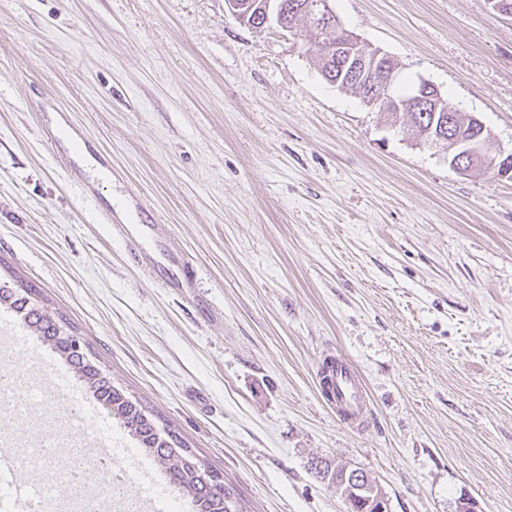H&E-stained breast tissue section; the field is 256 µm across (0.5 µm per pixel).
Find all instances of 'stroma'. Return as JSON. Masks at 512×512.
I'll return each instance as SVG.
<instances>
[{
  "label": "stroma",
  "instance_id": "stroma-1",
  "mask_svg": "<svg viewBox=\"0 0 512 512\" xmlns=\"http://www.w3.org/2000/svg\"><path fill=\"white\" fill-rule=\"evenodd\" d=\"M342 25L512 151V16L487 0H330ZM107 154L99 201L58 141ZM190 257L161 288L103 219L129 190ZM0 279L23 281L239 512H346L312 461L376 480L387 512H512V179L448 166L276 25L225 0H0ZM341 354L363 429L320 393ZM55 349L0 305V365L49 407L0 419L84 466L96 441L38 371Z\"/></svg>",
  "mask_w": 512,
  "mask_h": 512
}]
</instances>
